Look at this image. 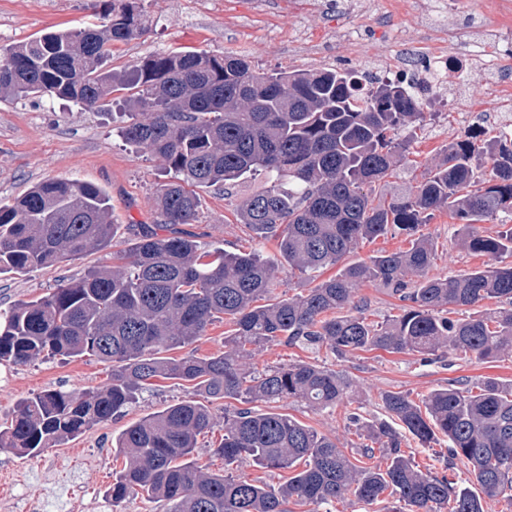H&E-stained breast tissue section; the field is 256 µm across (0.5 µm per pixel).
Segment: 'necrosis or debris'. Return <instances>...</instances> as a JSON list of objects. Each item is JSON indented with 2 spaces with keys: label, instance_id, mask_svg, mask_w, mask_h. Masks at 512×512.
I'll use <instances>...</instances> for the list:
<instances>
[{
  "label": "necrosis or debris",
  "instance_id": "4bbe7bcc",
  "mask_svg": "<svg viewBox=\"0 0 512 512\" xmlns=\"http://www.w3.org/2000/svg\"><path fill=\"white\" fill-rule=\"evenodd\" d=\"M454 7L453 0H435L428 23L429 39L421 45L407 46L404 31L393 30L399 59L396 64L377 68L379 79L403 83L415 96H426L453 111L466 112L470 109L468 100L449 92L445 76L449 69L466 68L476 61L496 74L494 96L512 97V57L501 53L493 43L470 49L462 29L448 18Z\"/></svg>",
  "mask_w": 512,
  "mask_h": 512
}]
</instances>
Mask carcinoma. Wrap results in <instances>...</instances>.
<instances>
[{
	"label": "carcinoma",
	"instance_id": "obj_1",
	"mask_svg": "<svg viewBox=\"0 0 512 512\" xmlns=\"http://www.w3.org/2000/svg\"><path fill=\"white\" fill-rule=\"evenodd\" d=\"M105 22L51 31L0 46V97L49 96L84 110L116 104L120 136L161 159L170 178L155 192L159 224H139L134 239L113 253L112 266L93 267L36 300L0 311V360L27 363L43 354L95 356L112 363V379L82 393L49 389L17 402L0 449L37 454L121 415L157 379L184 382L194 397L128 425L115 438L124 458L108 497L141 491L167 512H288V504L352 497L373 504L398 495L400 512H486L499 496L512 502V383L486 377L467 389L450 384L417 401L381 394L387 419L363 425L386 455L354 464L336 437L285 413L262 412L257 401H300L320 410L354 402L355 381L324 365L301 361L250 371V347L285 343L356 352L462 354L478 363L512 357V266L434 277V248L422 225L436 211L462 222L458 245L497 258L512 254V224L493 235L478 224L512 215V132L488 139L471 133L444 147L428 177L402 194L387 193L416 131L434 113L425 100L389 82L364 85L355 70L263 71L240 56L186 51L146 57L119 72L106 67L112 44L143 36L150 20L138 0H108ZM125 95L113 96L115 92ZM262 174L263 187L235 211L257 237L272 238L276 255L204 249L184 226L200 208L194 188H221ZM411 237L406 250L341 263L359 242L390 230ZM110 199L78 179L38 183L0 203V275L24 274L113 246ZM315 285L274 294L283 269ZM380 285L403 302L381 323L356 299ZM510 308H481L485 301ZM466 307L460 317L447 307ZM233 329L224 351L180 358L162 353L193 345L213 322ZM235 400L224 407V473L195 458L198 436L216 421L198 397ZM422 445L448 439V470L468 466L463 483L421 469L402 450V432ZM249 460L267 471L288 469L272 486L234 478Z\"/></svg>",
	"mask_w": 512,
	"mask_h": 512
}]
</instances>
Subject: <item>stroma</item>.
I'll return each mask as SVG.
<instances>
[{
	"label": "stroma",
	"instance_id": "stroma-1",
	"mask_svg": "<svg viewBox=\"0 0 512 512\" xmlns=\"http://www.w3.org/2000/svg\"><path fill=\"white\" fill-rule=\"evenodd\" d=\"M100 2L0 0V46L51 29L99 23ZM141 7L152 21L151 29L141 38L116 45L109 60L114 69L149 55L204 50L215 56H242L265 71L359 70L364 63L386 61L394 52L387 30L370 16L357 22L362 33L357 46L345 45L339 36L342 18L336 0H269L271 18L265 22L259 19L255 0H141ZM494 80L493 73L477 67L448 71L449 89L473 98V111L465 122L455 112L428 122L391 178L392 189L422 181L452 137L475 129L495 134L512 126V102L506 104L492 96ZM116 126L111 113L84 111L46 96L0 100V201L11 202L43 180L79 179L106 191L112 221L118 226L114 249L26 274H1L0 310L41 297L62 282L81 279L89 268L111 265L113 250L124 247L128 225L159 223L153 198L157 185L166 179L164 168L158 159L124 144ZM262 183V178H254L229 195L220 189H202L198 219L190 227L199 242L231 252L246 248L273 255L274 241L255 237L235 214L241 197ZM422 231L436 254L433 274L452 276L487 264L512 263L506 255L495 260L460 249L459 224L447 213H436ZM297 361L316 362L349 375L360 387L358 402L319 411L301 403L280 402L268 404V411L290 414L321 433L338 437L352 458L363 441L361 423L385 416L382 392L401 391L418 398L439 386L466 388L486 377L512 383L511 357L476 363L452 354L439 358L371 351L340 358L282 343L257 352L252 367L260 372ZM111 377V364L92 357L46 356L25 364L0 361V424L10 422L16 403L23 398L47 389L87 391L107 384ZM192 395L183 382L160 380L124 417L96 425L58 447L26 457L0 451V512H26V504L34 500L40 503L41 512H73L70 493L75 489L82 491L90 512H164L159 503L138 494L118 504L109 500L107 490L122 468L112 439L130 423Z\"/></svg>",
	"mask_w": 512,
	"mask_h": 512
}]
</instances>
